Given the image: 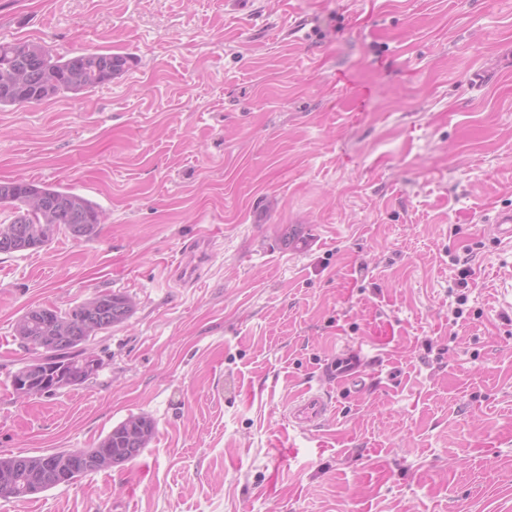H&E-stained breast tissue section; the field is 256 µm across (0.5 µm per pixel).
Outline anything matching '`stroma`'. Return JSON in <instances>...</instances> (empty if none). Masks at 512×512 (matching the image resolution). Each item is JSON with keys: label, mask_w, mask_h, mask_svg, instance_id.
<instances>
[{"label": "stroma", "mask_w": 512, "mask_h": 512, "mask_svg": "<svg viewBox=\"0 0 512 512\" xmlns=\"http://www.w3.org/2000/svg\"><path fill=\"white\" fill-rule=\"evenodd\" d=\"M15 39L131 62L0 110V182L105 216L0 254V457L156 431L0 512H512V248L485 233L512 210V0H0ZM112 292L134 310L90 339L97 376L18 398L42 352L17 319ZM349 345L358 393L322 376ZM310 387L317 430L285 420ZM156 425L154 420L146 415H132L125 419L123 422L113 427L110 432L103 437L96 448L85 449H72L62 450L47 455L37 456H10L0 457V476L3 474V465L5 463H14L17 458H27L29 463H36L37 461L50 457L61 459L68 452L73 450L91 451V450H102L106 448H112V451H102L95 455L93 453H81L75 456L72 460L73 466H84L86 468H111L113 465H117L122 460H113L112 453H124L126 448H136L134 453H129V458L123 460L124 462L130 461L141 455L145 448L150 444L152 437L155 434Z\"/></svg>", "instance_id": "35a3bbf8"}]
</instances>
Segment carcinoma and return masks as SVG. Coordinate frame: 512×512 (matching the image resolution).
I'll use <instances>...</instances> for the list:
<instances>
[{"label": "carcinoma", "mask_w": 512, "mask_h": 512, "mask_svg": "<svg viewBox=\"0 0 512 512\" xmlns=\"http://www.w3.org/2000/svg\"><path fill=\"white\" fill-rule=\"evenodd\" d=\"M130 59L110 52H86L66 58L56 55L45 44L29 40L0 41V109L24 106L66 93L77 94L121 75ZM30 195L43 201L40 211L24 215V202ZM0 210L11 213V223H0V236L23 221L29 225L23 242L14 251L36 250L62 231L76 240H91L98 236L102 213L100 207L85 196L59 184L30 183L24 180L0 183ZM81 231L72 233V225ZM133 303L121 293L96 295L67 311L53 307L30 308L16 322V336L25 344L44 350L45 355L20 367L11 377V384L34 374L30 393L43 394L87 381L80 374L78 363L84 346L97 333L124 322L131 314ZM154 420L146 415H132L113 427L97 444L102 450L129 454L133 460L150 444L155 434ZM36 479L35 469L15 468L10 482L15 497H26V490Z\"/></svg>", "instance_id": "obj_1"}]
</instances>
